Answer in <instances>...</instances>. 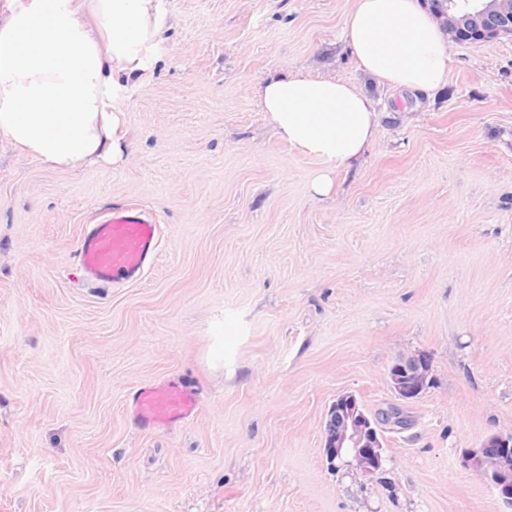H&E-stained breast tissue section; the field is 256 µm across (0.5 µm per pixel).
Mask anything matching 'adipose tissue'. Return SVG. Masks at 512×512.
I'll return each mask as SVG.
<instances>
[{
	"mask_svg": "<svg viewBox=\"0 0 512 512\" xmlns=\"http://www.w3.org/2000/svg\"><path fill=\"white\" fill-rule=\"evenodd\" d=\"M160 29L155 0H9L0 22V134L51 168L117 153L113 103ZM345 30L358 70L379 84L418 93L444 85L445 30L422 0H354ZM257 100L281 139L328 162L317 194L328 195L333 172L374 141V101L351 82L298 70L265 79Z\"/></svg>",
	"mask_w": 512,
	"mask_h": 512,
	"instance_id": "1",
	"label": "adipose tissue"
}]
</instances>
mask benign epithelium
<instances>
[{"instance_id": "obj_1", "label": "benign epithelium", "mask_w": 512, "mask_h": 512, "mask_svg": "<svg viewBox=\"0 0 512 512\" xmlns=\"http://www.w3.org/2000/svg\"><path fill=\"white\" fill-rule=\"evenodd\" d=\"M428 6L455 42L478 44L512 37V0H428ZM429 370L423 355L401 360L389 371L390 386L400 400H413L428 386ZM323 433V452L332 467L340 462L365 474L379 469L382 429L372 423L354 393L336 395L328 406ZM462 465L485 478L512 509V433L492 434L480 447L468 449Z\"/></svg>"}]
</instances>
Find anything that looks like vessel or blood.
I'll return each mask as SVG.
<instances>
[{"instance_id": "vessel-or-blood-1", "label": "vessel or blood", "mask_w": 512, "mask_h": 512, "mask_svg": "<svg viewBox=\"0 0 512 512\" xmlns=\"http://www.w3.org/2000/svg\"><path fill=\"white\" fill-rule=\"evenodd\" d=\"M160 226L136 209L115 206L90 225L79 245L82 266L91 281L130 282L140 279L155 260ZM195 393L180 384L141 387L133 396L131 412L141 425L158 428L194 415Z\"/></svg>"}]
</instances>
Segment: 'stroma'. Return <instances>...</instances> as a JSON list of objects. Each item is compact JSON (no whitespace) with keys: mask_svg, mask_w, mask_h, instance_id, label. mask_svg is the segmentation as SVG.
<instances>
[{"mask_svg":"<svg viewBox=\"0 0 512 512\" xmlns=\"http://www.w3.org/2000/svg\"><path fill=\"white\" fill-rule=\"evenodd\" d=\"M354 0H158L163 26L115 104L121 155L52 169L0 137V512H507L464 449L512 432V40L448 42L420 97L362 75ZM387 103L357 166L311 188L256 89L293 69ZM152 214L135 282L88 281L83 227ZM423 354L399 404L388 372ZM197 413L160 429L138 388ZM401 406L383 464L330 468L326 409ZM429 370L423 355L398 361L389 371L390 386L404 402L418 398L428 386ZM198 407L196 394L180 384L163 383L141 387L133 396L131 412L148 428L187 420Z\"/></svg>","mask_w":512,"mask_h":512,"instance_id":"obj_1","label":"stroma"}]
</instances>
